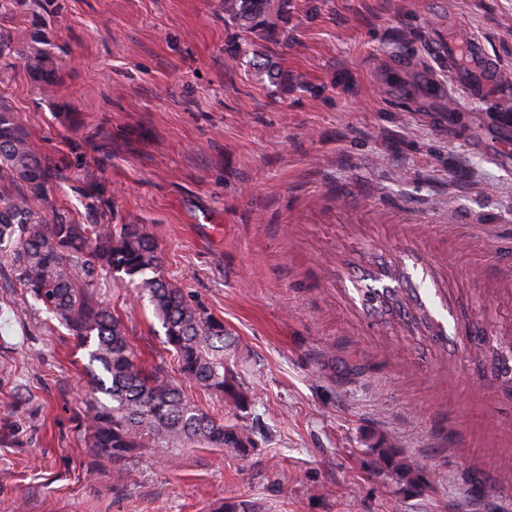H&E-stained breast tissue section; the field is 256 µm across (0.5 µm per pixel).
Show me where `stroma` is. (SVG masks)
<instances>
[{"label": "stroma", "mask_w": 512, "mask_h": 512, "mask_svg": "<svg viewBox=\"0 0 512 512\" xmlns=\"http://www.w3.org/2000/svg\"><path fill=\"white\" fill-rule=\"evenodd\" d=\"M219 0H23L12 26L56 46L61 81L0 78L34 148L73 176L58 205L104 186L111 224H140L162 275L223 321L224 359L257 401L200 408L267 433L250 456L183 449L124 482L89 475L77 424L84 353L0 271V512H512V388L466 347L512 345V0H290L288 72L230 57ZM482 39L501 65L483 99L433 43ZM448 286L433 338L367 319L336 262L407 242ZM137 352L178 379L147 295L100 280ZM426 464L409 490L374 448Z\"/></svg>", "instance_id": "1"}]
</instances>
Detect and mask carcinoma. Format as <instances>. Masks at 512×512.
Returning <instances> with one entry per match:
<instances>
[{
  "mask_svg": "<svg viewBox=\"0 0 512 512\" xmlns=\"http://www.w3.org/2000/svg\"><path fill=\"white\" fill-rule=\"evenodd\" d=\"M20 2L0 0V75L23 61L35 81L50 86L60 78L52 53L29 51L7 32ZM220 9L224 24L237 30V40L227 48L232 58L244 57L271 83L280 82V67L260 61L257 47L261 41L288 38V0H222ZM68 179L66 167L34 149L18 113L0 104V254L23 294L86 351L91 393L80 423L91 454L110 462L117 482L144 457L176 465L183 448L251 454L260 430L245 420L226 424L201 411L183 384L163 379L158 365L147 367L120 320L99 302L94 285L103 270L139 280L162 322L165 342L176 352L181 379L245 407L253 403L252 396L224 363L229 341L224 322L160 277L162 257L141 225L115 230L107 224V212L98 205L101 185L81 190L87 224L55 205L49 191ZM475 352L493 365L503 357L482 339ZM370 467L409 488L435 482L423 465L406 463L391 448L375 449Z\"/></svg>",
  "mask_w": 512,
  "mask_h": 512,
  "instance_id": "cac0c4a2",
  "label": "carcinoma"
}]
</instances>
